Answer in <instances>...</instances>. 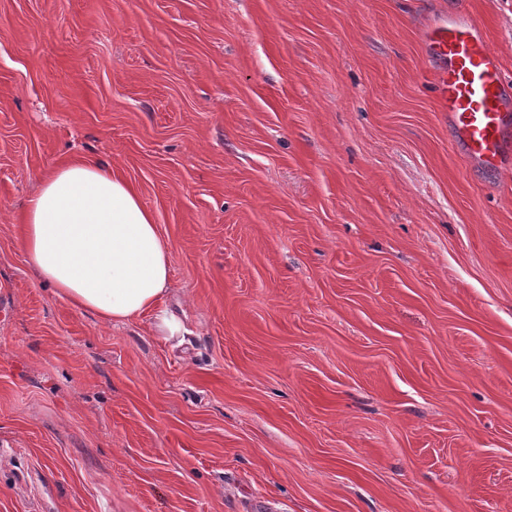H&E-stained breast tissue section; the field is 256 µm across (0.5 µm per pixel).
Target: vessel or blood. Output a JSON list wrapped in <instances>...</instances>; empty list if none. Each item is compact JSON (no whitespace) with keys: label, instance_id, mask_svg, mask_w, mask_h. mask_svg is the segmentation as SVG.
I'll list each match as a JSON object with an SVG mask.
<instances>
[{"label":"vessel or blood","instance_id":"obj_1","mask_svg":"<svg viewBox=\"0 0 512 512\" xmlns=\"http://www.w3.org/2000/svg\"><path fill=\"white\" fill-rule=\"evenodd\" d=\"M423 41L441 66L435 73L438 107L455 146L489 172L501 170L512 134V84L467 13L431 22Z\"/></svg>","mask_w":512,"mask_h":512}]
</instances>
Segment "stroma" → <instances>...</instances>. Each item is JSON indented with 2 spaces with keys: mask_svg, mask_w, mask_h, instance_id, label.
Returning <instances> with one entry per match:
<instances>
[{
  "mask_svg": "<svg viewBox=\"0 0 512 512\" xmlns=\"http://www.w3.org/2000/svg\"><path fill=\"white\" fill-rule=\"evenodd\" d=\"M512 0H0V512H512V164L451 146L421 41ZM82 158L170 242L106 324L20 216Z\"/></svg>",
  "mask_w": 512,
  "mask_h": 512,
  "instance_id": "obj_1",
  "label": "stroma"
}]
</instances>
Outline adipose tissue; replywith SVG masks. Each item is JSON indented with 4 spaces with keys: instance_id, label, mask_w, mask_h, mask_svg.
Here are the masks:
<instances>
[{
    "instance_id": "1",
    "label": "adipose tissue",
    "mask_w": 512,
    "mask_h": 512,
    "mask_svg": "<svg viewBox=\"0 0 512 512\" xmlns=\"http://www.w3.org/2000/svg\"><path fill=\"white\" fill-rule=\"evenodd\" d=\"M20 248L40 280L103 323L148 313L161 333L181 332L163 304L171 245L136 188L110 168L53 167L23 209Z\"/></svg>"
}]
</instances>
